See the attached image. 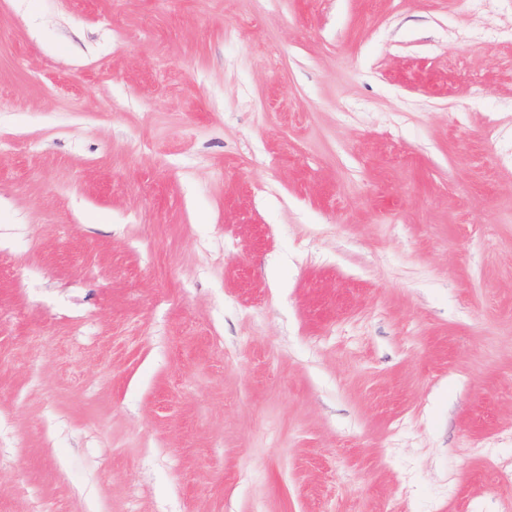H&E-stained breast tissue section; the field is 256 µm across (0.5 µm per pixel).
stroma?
I'll return each mask as SVG.
<instances>
[{"instance_id": "stroma-1", "label": "stroma", "mask_w": 512, "mask_h": 512, "mask_svg": "<svg viewBox=\"0 0 512 512\" xmlns=\"http://www.w3.org/2000/svg\"><path fill=\"white\" fill-rule=\"evenodd\" d=\"M0 512H512V0H0Z\"/></svg>"}]
</instances>
